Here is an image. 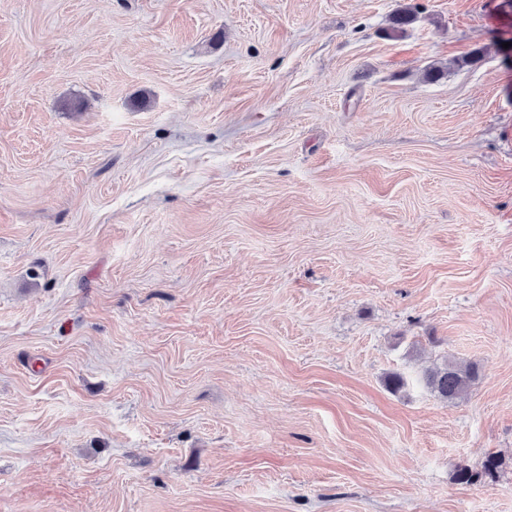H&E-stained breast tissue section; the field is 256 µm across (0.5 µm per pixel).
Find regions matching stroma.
Listing matches in <instances>:
<instances>
[{
    "label": "stroma",
    "mask_w": 512,
    "mask_h": 512,
    "mask_svg": "<svg viewBox=\"0 0 512 512\" xmlns=\"http://www.w3.org/2000/svg\"><path fill=\"white\" fill-rule=\"evenodd\" d=\"M0 512H512V5L0 0ZM480 371L474 363H448L434 365L424 374L426 387L442 401L460 398L478 381ZM500 466L497 456H488L480 471H473L467 467L460 468L456 473V481L460 484L472 485L488 477L493 479Z\"/></svg>",
    "instance_id": "35a3bbf8"
}]
</instances>
